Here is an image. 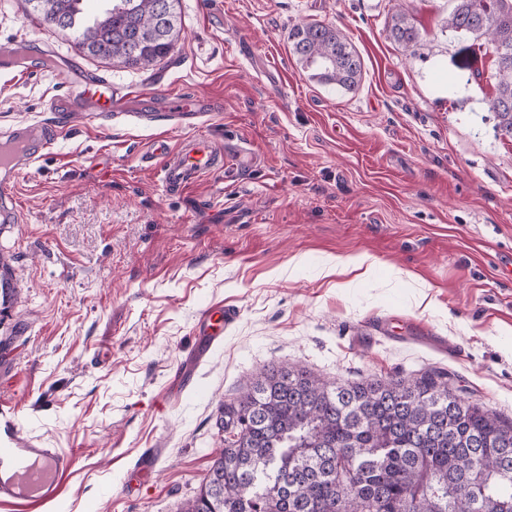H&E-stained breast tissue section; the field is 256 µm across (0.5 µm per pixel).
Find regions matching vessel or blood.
Instances as JSON below:
<instances>
[{
    "label": "vessel or blood",
    "instance_id": "b4317fda",
    "mask_svg": "<svg viewBox=\"0 0 512 512\" xmlns=\"http://www.w3.org/2000/svg\"><path fill=\"white\" fill-rule=\"evenodd\" d=\"M62 64L52 76L60 92L51 98L47 107L52 121H38L15 126L10 132V151L0 154V222L15 224L19 221L13 204L17 177L23 168L37 160L50 144L61 124L76 118L98 113L104 117L129 114V100L149 101V108L138 111V119L152 120L155 113H168L172 119L185 121L208 116L214 107L204 96L160 94L140 85L115 91L105 75L84 68L73 55H62ZM151 157L162 159L163 183L167 190L175 191L196 183L200 178L223 170L225 155L244 156L241 146L229 152L218 151L206 136L185 140L178 148H170L167 140L154 139L149 145ZM222 326L236 319L232 309L220 313L205 310L199 321V341L196 359L205 358L219 342L220 329L211 326L212 319ZM76 460L62 448L42 447L39 440L22 436L10 411L0 408V503L13 507L14 512H34L35 508L56 499L60 493V478L70 471Z\"/></svg>",
    "mask_w": 512,
    "mask_h": 512
}]
</instances>
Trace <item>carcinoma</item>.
Instances as JSON below:
<instances>
[{"instance_id":"cac0c4a2","label":"carcinoma","mask_w":512,"mask_h":512,"mask_svg":"<svg viewBox=\"0 0 512 512\" xmlns=\"http://www.w3.org/2000/svg\"><path fill=\"white\" fill-rule=\"evenodd\" d=\"M82 0H21L64 32ZM445 27L491 50L500 131L512 138V0H451ZM180 0H105L77 47L104 64L145 69L173 52ZM389 37L420 46L392 16ZM310 78L346 91L362 60L336 27H293ZM220 449L180 512H512V422L448 390L431 374L329 382L298 365H268L218 407Z\"/></svg>"}]
</instances>
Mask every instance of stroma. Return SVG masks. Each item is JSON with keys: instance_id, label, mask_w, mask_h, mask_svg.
Masks as SVG:
<instances>
[{"instance_id": "obj_1", "label": "stroma", "mask_w": 512, "mask_h": 512, "mask_svg": "<svg viewBox=\"0 0 512 512\" xmlns=\"http://www.w3.org/2000/svg\"><path fill=\"white\" fill-rule=\"evenodd\" d=\"M448 0H180L164 61L85 60L117 88L206 95L221 111L170 128L131 117L60 127L0 223L18 293L0 303V405L22 435L77 459L39 512H179L224 446L219 402L270 364L337 382L442 376L512 420V138L488 109L493 60L446 29ZM420 48L393 42L395 13ZM339 28L364 68L351 91L313 81L296 25ZM74 48L0 0V47ZM50 71L0 73V130L45 119ZM203 134L252 157L167 192L144 156ZM367 254L348 287L331 260ZM236 321L182 372L207 307ZM153 474L128 476L145 452Z\"/></svg>"}]
</instances>
